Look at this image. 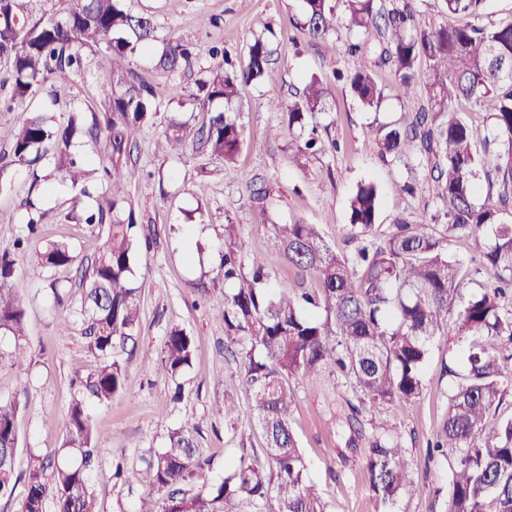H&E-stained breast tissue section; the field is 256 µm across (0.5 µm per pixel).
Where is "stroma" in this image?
I'll return each instance as SVG.
<instances>
[{"instance_id":"stroma-1","label":"stroma","mask_w":512,"mask_h":512,"mask_svg":"<svg viewBox=\"0 0 512 512\" xmlns=\"http://www.w3.org/2000/svg\"><path fill=\"white\" fill-rule=\"evenodd\" d=\"M127 4L155 18L159 39L145 53L113 56L105 70L92 64L80 75L55 74L41 91L16 104L21 111L56 117L78 108L89 119L106 111L118 80L134 77L152 84L157 93V114L143 127L128 157L144 173L131 185L129 199L140 216L141 235L153 240L134 261L141 333L137 348L123 355L126 392L107 403L88 402L105 449L90 475L99 512H144L151 507L153 493L116 480L114 468L143 466L165 445L170 430L199 425L198 448L210 459L211 476L217 481L223 479L226 465L241 454L262 453L260 434L247 440L241 437L252 408L238 349L227 345L224 324L216 318L224 306V288H212L204 301L195 292L200 276L217 275L228 224L238 227L247 266L267 265L276 279L313 287V280H299L288 266L271 264L273 241L256 223L250 201L253 185L271 188V221L319 225L339 252L349 249L344 231L348 200L360 182H374L380 190L379 235H387L399 219L421 223L436 208L432 196L413 197L403 191L408 177L404 163L383 161L361 147L369 126L405 121L410 103L400 99L390 74L381 68L375 74L385 99L376 112L365 111L348 89L332 83V72L346 67L348 58L335 39L315 40L294 27L299 0H180L175 6L168 0H127ZM256 35L267 37L272 63L263 80L242 84L241 97L233 106L244 136L236 174L228 178L222 159L198 148L174 149L165 129L172 120L189 122L194 128L207 121V113L195 111L189 95L213 64L209 48L224 47L239 64ZM171 37L200 45L202 55L194 69L173 75L156 68L163 42ZM313 76L328 88L326 109L318 120L327 125L329 138L338 141L341 149L310 158L300 167L292 159V139L274 133L281 113L270 110L266 102L273 97L291 99ZM175 85L180 95H173ZM33 193L43 198L44 216L37 234L31 236L25 201ZM76 195L45 161L17 167L10 182L0 186V251L10 248L16 238L27 240L24 254L17 258L15 284L27 304L24 343L29 350L24 363L10 362L7 355L14 339L0 335V400L16 408L19 476L11 496L0 497V512H21L31 457L61 448L69 405L77 393L72 382L87 377L99 365L79 314L78 273L72 268L43 271L37 267V256L48 242L71 243L79 262L85 264L106 243L108 225L78 224L69 218ZM54 279L65 288L60 305L49 288ZM174 328L194 338L196 352L189 368L171 376L162 369L161 357L165 338ZM461 348L454 335L436 337L421 397L397 411L395 431L413 459L414 484L388 511L375 500L362 456L349 445L350 433L341 425L347 402L354 397L351 386L329 375L291 379L292 428L328 512H446L442 491L448 486L453 459L430 455L427 443L444 418L448 391L455 381L449 369ZM228 393L239 403V417L233 424L220 412Z\"/></svg>"}]
</instances>
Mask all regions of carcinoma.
Wrapping results in <instances>:
<instances>
[{
    "mask_svg": "<svg viewBox=\"0 0 512 512\" xmlns=\"http://www.w3.org/2000/svg\"><path fill=\"white\" fill-rule=\"evenodd\" d=\"M300 2L296 25L310 38L326 39L345 30L354 61L334 72V78L363 109L377 110L384 95L365 62L370 56L389 70L399 96L408 100L424 86L425 97L408 122L371 128L362 148L383 159L413 160L404 189L411 194L433 189L441 208L421 224L399 220L389 235L380 237L377 185L360 182L350 197L345 225L354 248L338 254L316 224L269 222V191L251 190L261 226L274 240L275 259L317 282L315 288L295 289L272 280L263 268L247 267L237 225H224L221 271L229 292L219 319L225 340L239 347L265 463L241 458L216 483L209 461L198 453L197 427L185 426L170 431L167 446L143 467L118 468L116 476L159 494L149 512H225L226 504L240 498L255 512H326L292 431L289 379L337 373L372 404L412 401L423 391L430 343L448 334V315L454 313L455 334L468 344L461 353V381L448 396L434 444L455 456L447 512H512V418L495 419L512 393V306L501 303L512 291V21H485L486 0H444L448 12L469 21L439 28L420 22L418 0ZM25 4L0 0V62L7 65L12 101L37 93L57 73L84 72L86 49L98 53L102 68L112 55L139 54L156 38L154 18L133 12L126 0H77L64 16L36 21L24 13ZM200 52L191 41L171 38L156 67L170 73L189 70ZM271 57L267 40L258 35L247 46L243 66L225 60L212 65L190 94L193 106L209 113V120L195 130L186 121H171L166 135L173 146L183 150L199 144L224 160L225 175H234L243 126L218 105L231 107L241 84L261 80ZM326 94L323 81L313 76L297 99L268 101L295 137L293 159L299 166L325 150L315 119L325 109ZM155 99L150 84L133 80L112 92L107 111L89 126L79 112L69 113L57 126L38 112L20 113L11 151L0 155V184L9 181L11 167L35 165L49 155L54 170L79 188V195H87L86 166L92 160L74 151L75 135L103 138L120 157L153 117ZM461 99L485 112L484 125L454 113ZM103 171L110 197L87 214L85 223L109 224V238L81 272L80 306L84 334L101 364L73 386L107 402L126 390L127 370L118 353L136 348L139 337V295L130 275L140 240L127 192L139 170L114 160ZM484 231V265L497 286L465 300L468 270L448 257V241ZM77 260L68 243L53 241L38 267L72 266ZM14 275L12 254L1 252L0 334L21 339L26 307ZM490 340L510 354L490 346ZM194 351L193 337L171 330L163 348L166 372L190 366ZM348 408L350 442L363 445L371 487L390 508L413 485L407 449L388 420H365L359 407L350 403ZM17 451L15 407L0 401V496L14 480ZM104 452L84 398L74 397L63 447L52 457L34 458L29 466L22 512H47L50 504L54 512H97L89 475Z\"/></svg>",
    "mask_w": 512,
    "mask_h": 512,
    "instance_id": "1",
    "label": "carcinoma"
}]
</instances>
